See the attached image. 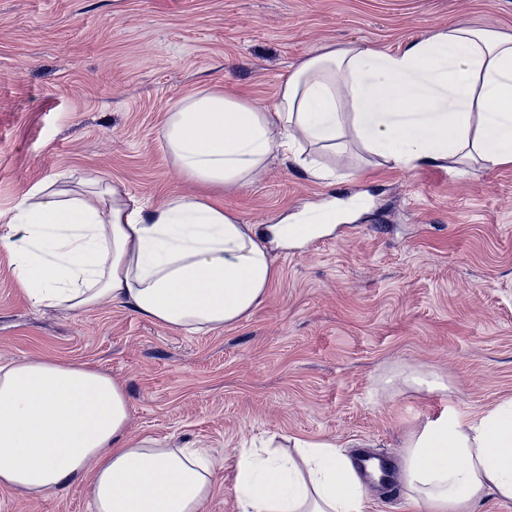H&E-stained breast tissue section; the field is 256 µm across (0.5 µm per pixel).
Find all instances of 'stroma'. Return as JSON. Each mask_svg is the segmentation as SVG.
I'll use <instances>...</instances> for the list:
<instances>
[{"label": "stroma", "mask_w": 512, "mask_h": 512, "mask_svg": "<svg viewBox=\"0 0 512 512\" xmlns=\"http://www.w3.org/2000/svg\"><path fill=\"white\" fill-rule=\"evenodd\" d=\"M460 22L512 35V0H0V237L34 187L94 177L153 205L220 202L246 224L354 209L302 248H272L263 303L218 332L109 303L34 308L0 250V363L52 357L123 381L133 434L222 459L206 512H237L236 456L253 445L324 437L394 459L425 419L512 397V164L403 169L355 146L322 155L338 178L321 182L275 153L223 191L161 147L177 99L219 87L266 112L322 47L394 51ZM411 366L450 391L406 386ZM0 512L90 506L79 486L36 500L0 487Z\"/></svg>", "instance_id": "stroma-1"}]
</instances>
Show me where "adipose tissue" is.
<instances>
[{"mask_svg": "<svg viewBox=\"0 0 512 512\" xmlns=\"http://www.w3.org/2000/svg\"><path fill=\"white\" fill-rule=\"evenodd\" d=\"M162 147L186 179L242 187L280 149L317 179L318 157L357 141L396 167L451 160L512 164V36L465 23L399 50L324 47L282 82L273 111L208 89L168 110ZM85 194L42 184L0 237L36 308L90 311L109 302L158 326L215 332L262 304L276 271L269 241L302 246L333 229L281 219L259 228L223 206L176 195L160 206L98 180ZM291 454L240 453L238 512H363L367 486L332 439L292 438ZM402 495L424 512L512 502V398L448 409L401 444ZM223 462L129 432L120 380L84 363L37 357L0 365V486L28 497L83 484L92 512H204Z\"/></svg>", "mask_w": 512, "mask_h": 512, "instance_id": "1", "label": "adipose tissue"}]
</instances>
